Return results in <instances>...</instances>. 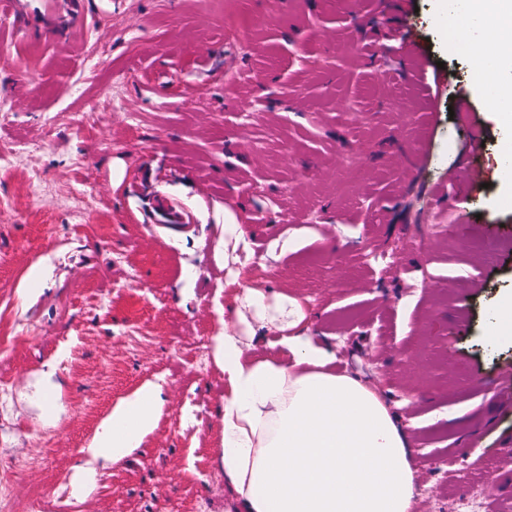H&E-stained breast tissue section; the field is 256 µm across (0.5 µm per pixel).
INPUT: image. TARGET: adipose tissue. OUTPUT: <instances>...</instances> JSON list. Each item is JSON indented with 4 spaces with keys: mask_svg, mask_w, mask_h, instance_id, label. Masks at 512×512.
<instances>
[{
    "mask_svg": "<svg viewBox=\"0 0 512 512\" xmlns=\"http://www.w3.org/2000/svg\"><path fill=\"white\" fill-rule=\"evenodd\" d=\"M466 41L491 67L483 92H495L498 115L512 126V50L490 47L485 21L495 17L512 35V0H450ZM245 304L275 315L262 333L276 332L282 356L248 355L231 328L213 338L224 374L223 431L217 459L244 512H410L415 495L413 450L384 399L360 379L333 371L330 343L301 331L300 303L247 288L219 314ZM163 386L147 382L120 399L98 425L70 481L87 497L98 465H122L159 426Z\"/></svg>",
    "mask_w": 512,
    "mask_h": 512,
    "instance_id": "adipose-tissue-1",
    "label": "adipose tissue"
}]
</instances>
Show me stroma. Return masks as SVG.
<instances>
[{
	"instance_id": "stroma-1",
	"label": "stroma",
	"mask_w": 512,
	"mask_h": 512,
	"mask_svg": "<svg viewBox=\"0 0 512 512\" xmlns=\"http://www.w3.org/2000/svg\"><path fill=\"white\" fill-rule=\"evenodd\" d=\"M228 9L237 28L214 0H0V486L22 512H237L213 454L229 210L252 250L240 287L296 298L336 371L398 416L412 512H464L474 487L512 512V339L485 342L512 297V128L445 0H405L414 63L388 0ZM459 93L470 109L449 113ZM466 158L479 180L457 177ZM438 192L465 215L431 210ZM159 198L181 223L156 222ZM49 363L53 418L35 398ZM148 381L164 386L157 430L72 497L82 448Z\"/></svg>"
}]
</instances>
